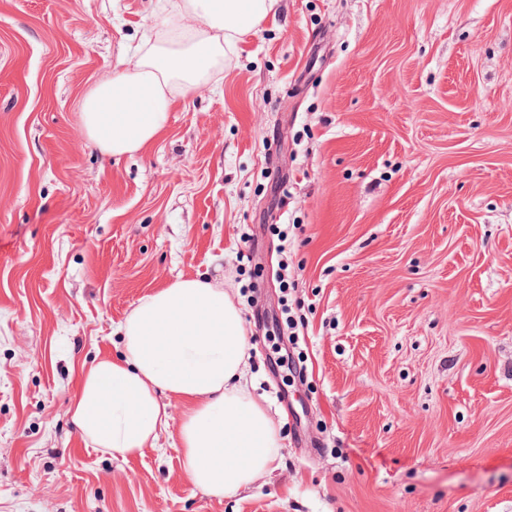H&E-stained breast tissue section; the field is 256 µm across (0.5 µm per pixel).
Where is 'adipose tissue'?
<instances>
[{
	"label": "adipose tissue",
	"instance_id": "ef3b65f1",
	"mask_svg": "<svg viewBox=\"0 0 512 512\" xmlns=\"http://www.w3.org/2000/svg\"><path fill=\"white\" fill-rule=\"evenodd\" d=\"M280 0H158L169 23L124 50L84 96L87 137L119 157L156 139L187 94L234 62L245 36L275 20ZM122 352L83 366L68 412L81 437L123 457L176 427L182 470L208 496L249 489L281 463L282 435L248 389L252 345L223 282L176 280L120 322ZM181 400L173 419L161 395Z\"/></svg>",
	"mask_w": 512,
	"mask_h": 512
}]
</instances>
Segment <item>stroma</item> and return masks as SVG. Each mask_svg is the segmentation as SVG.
<instances>
[{
    "label": "stroma",
    "instance_id": "stroma-1",
    "mask_svg": "<svg viewBox=\"0 0 512 512\" xmlns=\"http://www.w3.org/2000/svg\"><path fill=\"white\" fill-rule=\"evenodd\" d=\"M166 21L0 0V512H512V0H280L155 142L105 155L80 102ZM282 267L306 353L284 392ZM201 276L283 436L221 500L175 431L125 458L67 413L137 301Z\"/></svg>",
    "mask_w": 512,
    "mask_h": 512
}]
</instances>
